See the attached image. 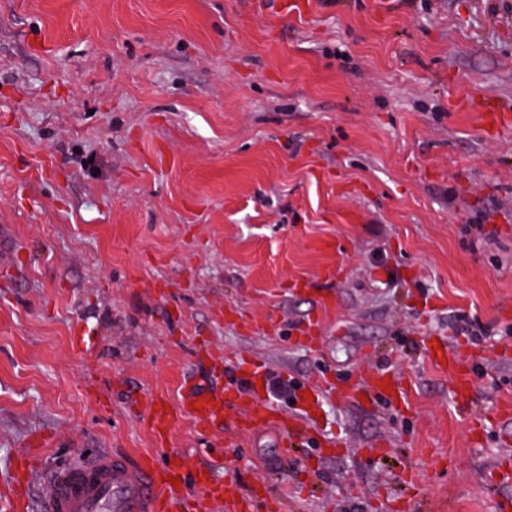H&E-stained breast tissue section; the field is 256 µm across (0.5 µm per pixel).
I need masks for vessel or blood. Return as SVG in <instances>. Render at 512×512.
<instances>
[{"mask_svg": "<svg viewBox=\"0 0 512 512\" xmlns=\"http://www.w3.org/2000/svg\"><path fill=\"white\" fill-rule=\"evenodd\" d=\"M433 361L453 374L456 395L467 397L470 380L447 349L438 348ZM367 386L373 396L384 393L392 401L404 398L401 383L385 370L372 372ZM248 393L245 386L218 389L194 381L185 386L178 406L153 397L138 401L137 408L155 443L162 446L182 417H191L202 430L213 427L223 420L225 409L236 406ZM266 425L277 428L287 445L301 431L299 419L284 417L278 404L267 398L255 399L233 427L251 430ZM33 468L34 452L25 450L15 462L17 489L8 512H30V494L22 486L30 482ZM50 483L47 512H249L251 508L250 495L238 483L217 478L208 468L188 471L183 455L177 452L168 454L162 463L148 457L136 466L121 456L100 452L54 472Z\"/></svg>", "mask_w": 512, "mask_h": 512, "instance_id": "b4317fda", "label": "vessel or blood"}]
</instances>
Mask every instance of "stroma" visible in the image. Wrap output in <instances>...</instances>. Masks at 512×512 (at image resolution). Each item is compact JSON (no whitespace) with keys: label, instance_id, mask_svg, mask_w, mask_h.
I'll list each match as a JSON object with an SVG mask.
<instances>
[{"label":"stroma","instance_id":"obj_1","mask_svg":"<svg viewBox=\"0 0 512 512\" xmlns=\"http://www.w3.org/2000/svg\"><path fill=\"white\" fill-rule=\"evenodd\" d=\"M296 2L0 0V491L40 437L47 470L174 451L285 512L512 496L487 480L512 451V131L448 105L512 108V0ZM211 353L223 385L331 383L315 415L281 403L298 445L188 418L154 444L134 399L178 404ZM379 366L404 406L350 398ZM429 358L434 363L447 368L453 374L455 394L460 398H466L470 392V379L465 372L459 369L453 359L448 356L447 349L441 345V348L436 349V356H433L431 349Z\"/></svg>","mask_w":512,"mask_h":512}]
</instances>
